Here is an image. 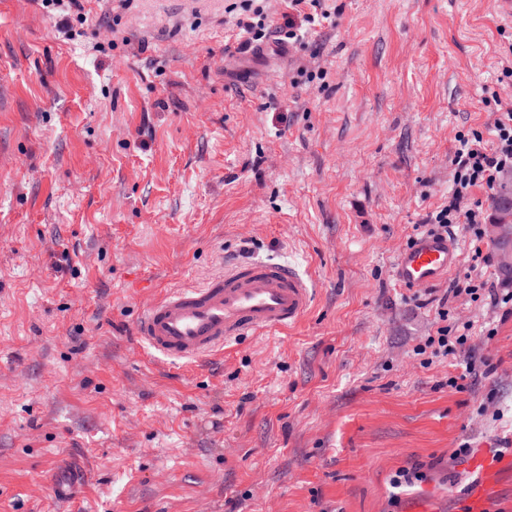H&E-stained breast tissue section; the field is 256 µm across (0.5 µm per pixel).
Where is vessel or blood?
Masks as SVG:
<instances>
[{"instance_id":"1","label":"vessel or blood","mask_w":512,"mask_h":512,"mask_svg":"<svg viewBox=\"0 0 512 512\" xmlns=\"http://www.w3.org/2000/svg\"><path fill=\"white\" fill-rule=\"evenodd\" d=\"M455 246L421 237L401 252L396 277L417 287L445 278L457 265ZM312 290L294 270L269 262L240 263L204 286L157 298L136 331L157 353L202 359L244 336H268L294 327L309 311Z\"/></svg>"}]
</instances>
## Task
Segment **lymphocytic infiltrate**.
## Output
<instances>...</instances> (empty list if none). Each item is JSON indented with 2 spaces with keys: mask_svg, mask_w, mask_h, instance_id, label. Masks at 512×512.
<instances>
[{
  "mask_svg": "<svg viewBox=\"0 0 512 512\" xmlns=\"http://www.w3.org/2000/svg\"><path fill=\"white\" fill-rule=\"evenodd\" d=\"M457 142L450 159L452 185L448 203L427 213L421 224L428 235L440 238L447 237L453 227L462 226L471 237L472 260L481 269L490 265L492 255L483 249L485 212L472 196L478 190H493L505 175L512 174V104L493 110L487 131L474 129L458 134ZM460 294L474 301L491 300L504 315L512 316V289L494 287L481 273H465L451 281L446 296L438 298L439 325L435 335L417 347V354L448 356L467 344L471 323L453 321L448 307L449 297Z\"/></svg>",
  "mask_w": 512,
  "mask_h": 512,
  "instance_id": "1",
  "label": "lymphocytic infiltrate"
}]
</instances>
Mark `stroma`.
Returning a JSON list of instances; mask_svg holds the SVG:
<instances>
[{
    "mask_svg": "<svg viewBox=\"0 0 512 512\" xmlns=\"http://www.w3.org/2000/svg\"><path fill=\"white\" fill-rule=\"evenodd\" d=\"M83 4L71 40L0 0V512H512V468L476 502L471 466L512 455V317L450 299L471 351L423 365L436 310L395 272L456 134L512 100V5L328 0L240 54L280 0ZM247 259L309 281L295 327L148 350L152 301ZM282 2L285 9L282 17L285 21L283 27H280L276 33H279V36L283 35L286 39H294L298 36L297 31L301 29L302 22L311 24L316 21V18L321 20L331 17V13L322 8L320 0H283ZM303 4H309L313 11L305 12ZM318 9L321 10L320 14ZM258 18L257 21L255 19ZM236 27L244 31L251 37L240 40L237 43L236 51L238 53H247L255 51L268 37L270 33L266 30V23L263 12L259 7L252 10V16L237 18Z\"/></svg>",
    "mask_w": 512,
    "mask_h": 512,
    "instance_id": "stroma-1",
    "label": "stroma"
}]
</instances>
